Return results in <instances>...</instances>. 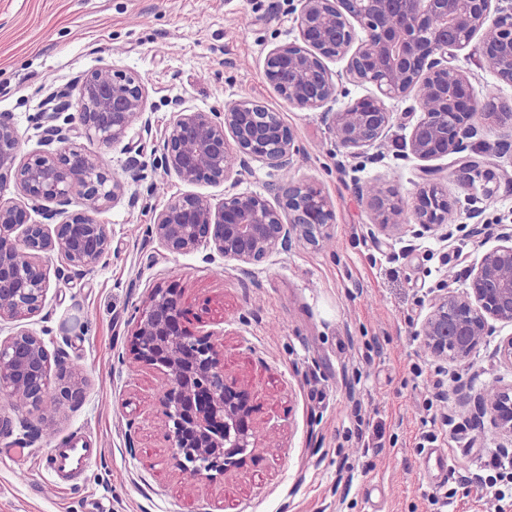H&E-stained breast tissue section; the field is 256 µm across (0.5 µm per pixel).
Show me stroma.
I'll return each instance as SVG.
<instances>
[{
  "label": "stroma",
  "instance_id": "stroma-1",
  "mask_svg": "<svg viewBox=\"0 0 512 512\" xmlns=\"http://www.w3.org/2000/svg\"><path fill=\"white\" fill-rule=\"evenodd\" d=\"M295 34L291 0H0V113L23 154L42 148L53 91L113 67L140 75L156 132L173 99L204 111L241 96L267 101L294 132L293 176L319 185L336 212L319 246L296 242L253 265L205 247L173 255L147 232L153 211L188 191L220 202L223 186L149 168L156 133L135 128L113 147L79 138L109 170L143 161V178L100 215L112 238L105 263L63 278L48 265L42 312L0 323L1 339L20 328L42 336L52 371L78 364L86 375L77 394L51 384L41 409L0 410L10 420L0 434V512H512L486 491L493 469L475 465L512 437L492 436L489 419L466 407L490 383L512 384V366L495 355L512 324L495 323L468 366L434 357L418 334L431 291L465 294L470 265L496 246L499 225L512 226V153L481 154L485 176L470 187L449 159L436 161L454 214L450 240L415 237L411 223L377 233L362 189L379 184L409 203L423 182L420 161L404 155L414 101H390L381 145L351 157L319 113L289 108L263 77L267 51ZM155 288L180 292L187 330L214 332L228 377L261 395L259 451L214 482L174 467L157 397L164 374L132 360L131 335ZM71 441L100 454L62 481L46 458ZM431 447L455 461L447 486L422 470ZM463 483L468 494L446 501V488Z\"/></svg>",
  "mask_w": 512,
  "mask_h": 512
}]
</instances>
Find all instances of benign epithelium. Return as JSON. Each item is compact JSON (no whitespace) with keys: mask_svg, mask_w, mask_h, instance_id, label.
Listing matches in <instances>:
<instances>
[{"mask_svg":"<svg viewBox=\"0 0 512 512\" xmlns=\"http://www.w3.org/2000/svg\"><path fill=\"white\" fill-rule=\"evenodd\" d=\"M297 37L270 49L264 59L266 82L302 112H318L337 144L354 155L378 145L392 118L386 101L412 98V126L406 156L425 163L423 184L409 207L393 190H365L381 228L399 230L409 221L441 241L451 233L448 200L429 165L450 155L465 183L480 175L481 161L463 155L475 146L482 128L499 132L484 149L512 150V99L500 84L512 85V0H296ZM364 36L359 38L355 26ZM484 60L492 63L493 91L476 89L467 75L450 65L455 51L474 38ZM343 61L340 71L327 62ZM370 84L376 92L333 110L342 80ZM58 103L41 114L47 123L45 149L21 156V138L10 117L0 114V321L30 318L44 306L48 281L44 266L57 257V273L81 275L111 251L103 207L124 195L126 177L142 162L132 159L119 175L100 158L70 142L76 128L101 146L120 144L135 126L153 133L142 79L122 70H92L57 93ZM172 116L160 132V153L152 167L187 185L236 184L259 161L283 175L277 202L258 194H224L214 204L192 194L170 197L154 212L151 236L171 254L206 247L227 260L255 264L288 250L294 239L316 244L335 223L336 212L319 186L288 176L294 167V133L281 113L250 96L224 101V108L203 111L170 102ZM75 108L78 125L56 124ZM14 187L21 200L4 198ZM77 209H71V206ZM37 214L49 225L32 219ZM499 245L469 269L470 292L458 295L444 286L429 299V313L418 334L437 358L463 364L483 337L489 320L512 324V228L503 225ZM186 311L178 294L157 288L149 296L133 333V360L164 370L158 388L165 427L172 440L173 464L196 480L214 481L246 464L255 450L253 419L257 394L252 387L227 382L221 354L210 335L182 329ZM51 355L44 339L20 329L0 339V396L22 411L41 406L50 389ZM63 393L83 389L84 369L61 370ZM490 415L492 434L512 435V387L498 384L475 404Z\"/></svg>","mask_w":512,"mask_h":512,"instance_id":"obj_1","label":"benign epithelium"}]
</instances>
